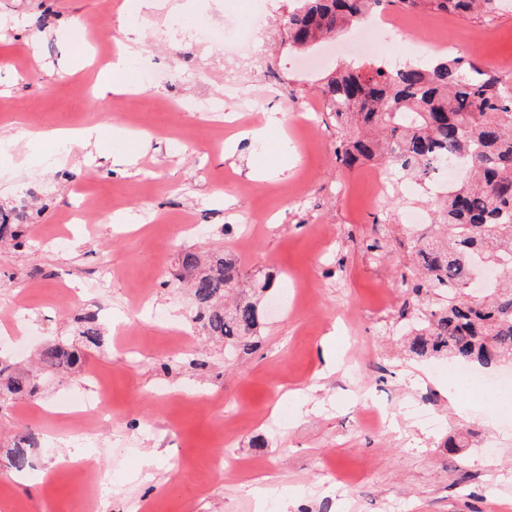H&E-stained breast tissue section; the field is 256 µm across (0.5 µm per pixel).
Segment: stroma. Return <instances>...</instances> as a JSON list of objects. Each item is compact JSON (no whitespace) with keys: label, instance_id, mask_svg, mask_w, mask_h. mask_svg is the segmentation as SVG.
Instances as JSON below:
<instances>
[{"label":"stroma","instance_id":"1","mask_svg":"<svg viewBox=\"0 0 512 512\" xmlns=\"http://www.w3.org/2000/svg\"><path fill=\"white\" fill-rule=\"evenodd\" d=\"M122 2L0 0V211L24 209L31 226L23 248L0 249V354L23 369L47 342L80 345L93 311L109 340L84 349V376L44 374L36 398L0 406V512H266L271 495L288 512H512V421L480 385L403 351L405 244L436 230L404 216L432 212L435 187L376 205L379 164L337 162L317 87L343 57L303 74L285 35L292 0H266L257 39L231 59L196 33L234 27L253 0H156L128 59L135 83L115 93L100 58L125 42ZM386 11L402 37L378 33L365 63L412 46L431 17ZM452 23L431 35L441 55L512 59V0ZM274 112L282 126L266 125ZM97 124L110 158L71 143L61 167L57 142L21 139ZM245 161L267 179L240 176ZM87 194L88 223L64 224ZM221 248L239 249L253 284L272 269L288 279L287 295L265 292L279 312L233 359L195 328L176 278L181 252ZM327 338L341 368L320 380ZM97 376L103 419L61 412L93 397ZM27 429L41 445L19 483L6 453ZM68 449L89 484L56 466Z\"/></svg>","mask_w":512,"mask_h":512}]
</instances>
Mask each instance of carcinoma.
I'll use <instances>...</instances> for the list:
<instances>
[{
    "label": "carcinoma",
    "instance_id": "carcinoma-1",
    "mask_svg": "<svg viewBox=\"0 0 512 512\" xmlns=\"http://www.w3.org/2000/svg\"><path fill=\"white\" fill-rule=\"evenodd\" d=\"M285 30L288 47L305 50L390 0H293ZM405 10L465 14L493 12L495 0H396ZM327 111L345 128L337 159L347 168L381 162L394 178L430 179L448 162L460 161L464 177L439 201L444 232L409 242L412 265L401 286L416 307L404 302L400 318L410 327L408 350L417 358H445L484 368L512 361V95L497 76L460 57L408 64L346 66L320 87ZM27 229L0 217V242L25 246ZM494 264L504 279L481 299L464 298L479 265ZM178 271L196 302L192 321L234 351L254 346L264 324L263 307L250 295L237 259L219 251L203 259L194 251L178 257ZM79 336L97 348L103 336L90 316ZM46 370L82 373L80 351L62 342L41 349ZM39 392L35 377L15 371L0 355V404ZM38 434L17 438L11 467H30Z\"/></svg>",
    "mask_w": 512,
    "mask_h": 512
}]
</instances>
